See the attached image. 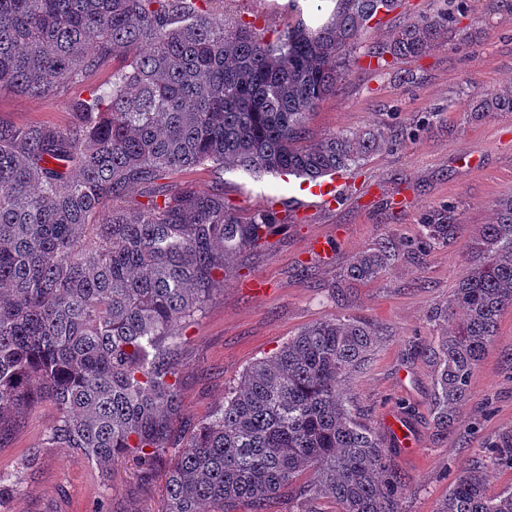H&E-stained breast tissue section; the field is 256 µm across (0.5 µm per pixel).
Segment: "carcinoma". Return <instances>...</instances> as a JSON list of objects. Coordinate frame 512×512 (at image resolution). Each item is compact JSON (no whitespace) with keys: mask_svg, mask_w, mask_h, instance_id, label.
I'll return each mask as SVG.
<instances>
[{"mask_svg":"<svg viewBox=\"0 0 512 512\" xmlns=\"http://www.w3.org/2000/svg\"><path fill=\"white\" fill-rule=\"evenodd\" d=\"M393 0H335L307 23L298 0L276 37L226 24L224 0H0V90L51 96L107 62L112 79L72 104L74 121L0 122V437L42 401L58 418L48 448H74L102 477L124 458L147 481L166 471L165 512H266L306 470L298 499L335 512H398L402 484L389 449L346 405L342 382L364 363L377 330L361 318L314 323L252 364L186 436L174 351L230 263L282 223L270 207L241 220L222 189L174 187L176 172L293 173L316 180L386 145L380 131L305 143L308 116L336 91L343 52ZM448 9L403 28L385 51L417 58L448 40ZM512 113V90L484 95L474 115ZM146 201L128 206L135 189ZM458 228L433 218L420 247ZM400 249L385 239L344 276L373 281ZM448 310L461 318L433 350L432 408L450 427L501 312L512 308V196L470 248ZM463 468L437 512H512V430Z\"/></svg>","mask_w":512,"mask_h":512,"instance_id":"carcinoma-1","label":"carcinoma"}]
</instances>
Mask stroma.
I'll return each mask as SVG.
<instances>
[{
	"mask_svg": "<svg viewBox=\"0 0 512 512\" xmlns=\"http://www.w3.org/2000/svg\"><path fill=\"white\" fill-rule=\"evenodd\" d=\"M441 5L403 0L363 31L349 74L310 116V144L373 129L394 140L347 169L350 185L339 208H313L305 218H292L307 198L295 182L275 175L257 178L236 168L217 173L204 165L172 177L203 191L222 185L225 201L241 216L272 206L288 218L263 246L235 257L238 275L217 287L185 330L175 356L182 402L177 427L190 430L221 408L252 363L274 356L304 327L331 318L366 319L379 336L341 390L357 418L387 442L389 415L405 406L412 411L413 447L392 448L403 482L399 512H436L460 469L486 464L488 440L512 429V308L501 312L468 396L446 430L431 411L429 355L452 328L432 319V311L447 308L468 271L475 233L492 222L497 202L512 195V114L474 117L480 96L512 86V0H467L449 23L453 39L417 59H393L377 70L366 57L368 48L389 44L397 31ZM111 72L103 67L41 99L1 91L0 120L67 126L72 103ZM466 153L474 155L475 166L462 165ZM449 210L461 216L458 234L416 251L425 218ZM318 235L333 240L328 257L307 250ZM387 238L407 245L389 269L373 281L347 280L352 257ZM257 280L263 292L252 290ZM56 417L55 406L42 404L0 437V475L14 485L0 498V512H163L165 467L144 482L135 461L126 459L102 479L100 469L73 449L44 447Z\"/></svg>",
	"mask_w": 512,
	"mask_h": 512,
	"instance_id": "stroma-1",
	"label": "stroma"
}]
</instances>
